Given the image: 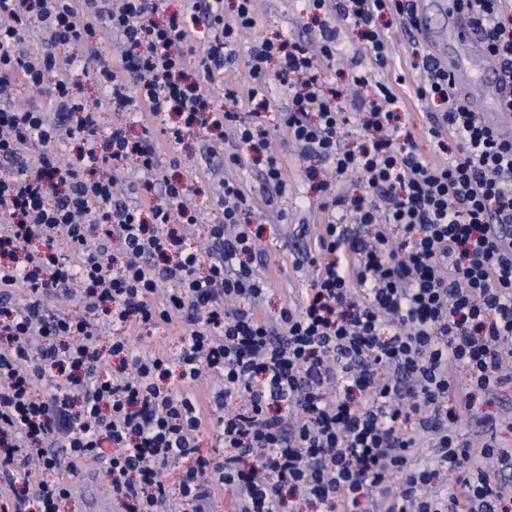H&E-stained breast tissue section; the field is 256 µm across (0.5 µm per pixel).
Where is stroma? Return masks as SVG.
Segmentation results:
<instances>
[{"label": "stroma", "mask_w": 512, "mask_h": 512, "mask_svg": "<svg viewBox=\"0 0 512 512\" xmlns=\"http://www.w3.org/2000/svg\"><path fill=\"white\" fill-rule=\"evenodd\" d=\"M256 9L259 22L255 28L241 32V49H248L262 39L289 32L304 39L315 32L306 11L305 0H257ZM211 143L208 134H199L187 146L178 147L173 152L165 151L160 162L167 173L189 177L194 181L192 201L200 212V219L193 227V239L198 243L205 241L208 224L220 217L215 205L216 183L219 179L230 174L247 187L255 189L254 221L265 227L261 238L262 259L277 271L268 296L267 310L277 312L281 300L298 295L300 289L309 286L316 272L312 266L300 269L293 266L294 257L310 243L316 224L325 220L324 213L319 209L320 194L311 190L302 180L310 160L307 156L295 153L288 144L286 130L278 129L273 147L287 161L286 175L291 184V192L285 205L288 218L277 222L273 219L270 207L264 203L262 194L257 191L259 182L255 170L248 167L225 172L223 157L207 150Z\"/></svg>", "instance_id": "1"}]
</instances>
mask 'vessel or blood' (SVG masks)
Segmentation results:
<instances>
[{"instance_id": "1", "label": "vessel or blood", "mask_w": 512, "mask_h": 512, "mask_svg": "<svg viewBox=\"0 0 512 512\" xmlns=\"http://www.w3.org/2000/svg\"><path fill=\"white\" fill-rule=\"evenodd\" d=\"M418 34L447 68L458 98L469 107L499 113L512 97V87L501 80L496 60L478 39L470 14L455 0H419Z\"/></svg>"}]
</instances>
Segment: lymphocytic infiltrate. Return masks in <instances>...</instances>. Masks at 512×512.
I'll return each instance as SVG.
<instances>
[{"mask_svg": "<svg viewBox=\"0 0 512 512\" xmlns=\"http://www.w3.org/2000/svg\"><path fill=\"white\" fill-rule=\"evenodd\" d=\"M417 2L307 0L322 58L335 60L343 27L373 60L349 63V85L372 89L356 104L368 119L353 151L340 92L313 74L302 39L239 52L254 0L229 16L224 0H186L171 16L164 0H0V94L42 98L0 108V512H59L91 463L127 512H211L222 496L233 512H512V450L493 432L460 439L455 403L462 373L486 396L512 388V136L455 97L419 39ZM458 6L512 83V0ZM385 17L409 38L435 158L396 116L406 76ZM192 24L204 27L193 67ZM239 62L248 82L225 84L223 106L209 107L214 73ZM88 77L113 109L137 114L140 134L102 130ZM273 78L288 95L289 143L320 161L302 179L327 218L294 261L316 267L309 288L271 316L247 189L221 181L222 217L198 249L186 235L193 187L159 154L224 128L225 167L252 164L286 196L258 119ZM69 140L79 149L65 164L56 148ZM121 161L141 174L136 190ZM353 175L359 195L332 189ZM77 284L85 304L73 313ZM173 323L185 328L178 354L137 349L145 328ZM210 432L223 449L201 453ZM427 439L436 457L425 462Z\"/></svg>", "mask_w": 512, "mask_h": 512, "instance_id": "obj_1", "label": "lymphocytic infiltrate"}]
</instances>
